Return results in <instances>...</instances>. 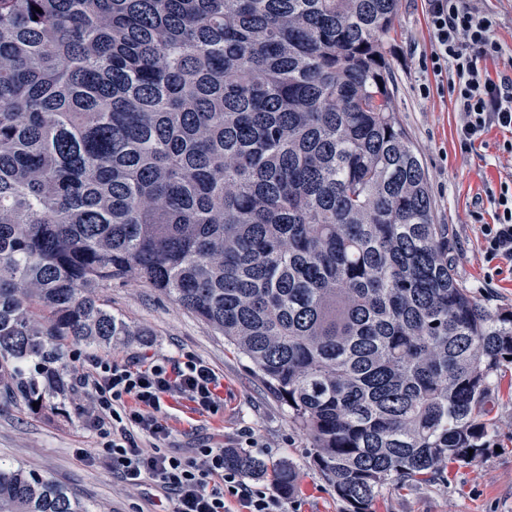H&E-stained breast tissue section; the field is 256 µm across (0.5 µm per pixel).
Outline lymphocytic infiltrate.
Wrapping results in <instances>:
<instances>
[{
    "instance_id": "1",
    "label": "lymphocytic infiltrate",
    "mask_w": 512,
    "mask_h": 512,
    "mask_svg": "<svg viewBox=\"0 0 512 512\" xmlns=\"http://www.w3.org/2000/svg\"><path fill=\"white\" fill-rule=\"evenodd\" d=\"M430 37L429 67L460 115L462 150H471L490 128L512 131V77L492 79L486 60L501 57L499 19L477 0H426ZM495 208L492 222L481 224L486 257L512 263V181L486 187ZM83 384L96 396L91 426L111 425L104 463L131 485L148 480L171 495V512H228L226 495L236 496L246 512H288L285 501L244 483L224 465L220 448L197 449L194 457L167 453L159 446L170 437L165 421L168 400L187 399L197 412L217 410L219 381L204 361L167 364L153 360L134 366L96 359ZM155 440L140 447L136 434Z\"/></svg>"
}]
</instances>
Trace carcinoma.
Returning a JSON list of instances; mask_svg holds the SVG:
<instances>
[{"label": "carcinoma", "instance_id": "cac0c4a2", "mask_svg": "<svg viewBox=\"0 0 512 512\" xmlns=\"http://www.w3.org/2000/svg\"><path fill=\"white\" fill-rule=\"evenodd\" d=\"M398 2L0 0V386L35 394L21 365L58 338L149 335L101 296L137 282L250 359L347 512L482 454L512 311L434 223L383 52ZM0 512L90 510L1 463Z\"/></svg>", "mask_w": 512, "mask_h": 512}]
</instances>
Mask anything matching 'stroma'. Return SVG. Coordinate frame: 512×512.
Listing matches in <instances>:
<instances>
[{
	"mask_svg": "<svg viewBox=\"0 0 512 512\" xmlns=\"http://www.w3.org/2000/svg\"><path fill=\"white\" fill-rule=\"evenodd\" d=\"M484 5L500 18L498 37L505 48L502 57L487 61L486 68L494 77L512 76V0H485ZM385 49L395 108L428 175L434 221L453 230L451 260L456 277L488 306L512 310V269L487 261L474 220L478 213L484 221L492 219L494 208L486 199V186L512 178V154L501 149L512 134L495 127L472 151L461 150L458 114L447 95L434 91L421 96L420 84L435 81L422 64L430 49L424 0H399ZM102 295L131 326L146 329V337L122 336L97 348L57 340L70 390L60 395L39 385L35 404L0 393V460L23 464L65 485L93 512H164L168 497L151 482L128 485L98 462L108 437L88 424L93 394L79 378L95 358L128 364L148 356L172 363L192 356L207 362L218 376L220 406L201 414L188 400L171 402L167 422L172 434L164 448L189 457L205 446L243 450L248 448L247 438H254L253 454L265 460L269 471L246 476L247 484L280 493L274 471L289 463L299 478L287 500L288 512H346L345 503L313 462L310 436L291 422L287 406L276 399L245 355L155 289L130 282L104 289ZM493 417L483 455L426 484L385 486L375 512H512V369L499 382Z\"/></svg>",
	"mask_w": 512,
	"mask_h": 512,
	"instance_id": "1",
	"label": "stroma"
}]
</instances>
